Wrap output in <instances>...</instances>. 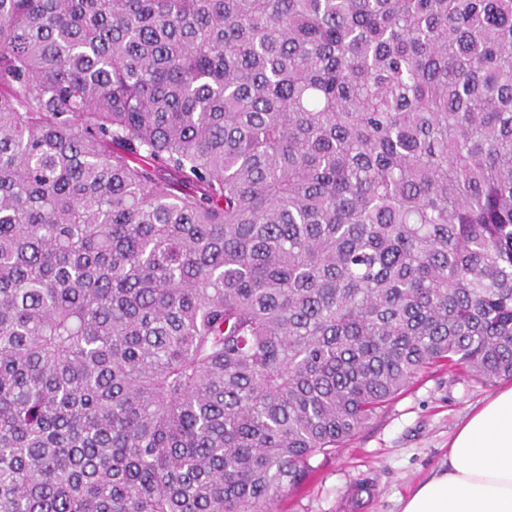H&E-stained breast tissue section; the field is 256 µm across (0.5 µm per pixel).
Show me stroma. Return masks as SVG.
<instances>
[{"instance_id": "obj_1", "label": "stroma", "mask_w": 512, "mask_h": 512, "mask_svg": "<svg viewBox=\"0 0 512 512\" xmlns=\"http://www.w3.org/2000/svg\"><path fill=\"white\" fill-rule=\"evenodd\" d=\"M506 384L503 378L486 384L445 366L425 371L336 455L315 458L307 484L284 497L277 512H399L401 498L447 464L458 425ZM364 481L373 494L356 499Z\"/></svg>"}]
</instances>
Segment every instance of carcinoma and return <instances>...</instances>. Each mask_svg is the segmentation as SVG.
I'll use <instances>...</instances> for the list:
<instances>
[{"label": "carcinoma", "mask_w": 512, "mask_h": 512, "mask_svg": "<svg viewBox=\"0 0 512 512\" xmlns=\"http://www.w3.org/2000/svg\"><path fill=\"white\" fill-rule=\"evenodd\" d=\"M438 363L512 378V0H0V512H274Z\"/></svg>", "instance_id": "cac0c4a2"}]
</instances>
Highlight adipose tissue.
<instances>
[{"label":"adipose tissue","instance_id":"1","mask_svg":"<svg viewBox=\"0 0 512 512\" xmlns=\"http://www.w3.org/2000/svg\"><path fill=\"white\" fill-rule=\"evenodd\" d=\"M400 512H512V387L461 425L447 466L403 500Z\"/></svg>","mask_w":512,"mask_h":512}]
</instances>
